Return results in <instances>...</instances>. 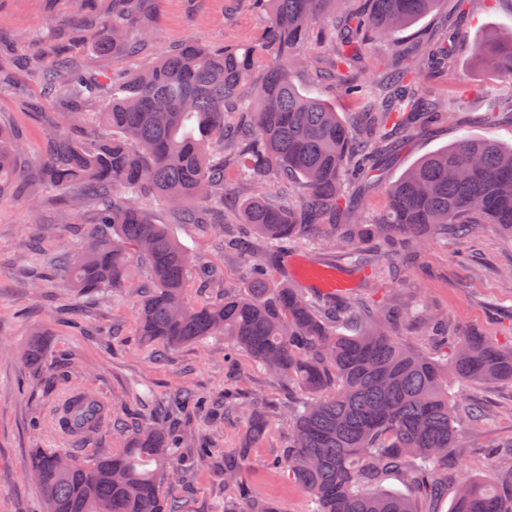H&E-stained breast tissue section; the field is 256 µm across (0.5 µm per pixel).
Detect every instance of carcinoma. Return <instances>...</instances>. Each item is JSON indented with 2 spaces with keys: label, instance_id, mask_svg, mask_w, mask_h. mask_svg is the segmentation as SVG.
Returning <instances> with one entry per match:
<instances>
[{
  "label": "carcinoma",
  "instance_id": "1",
  "mask_svg": "<svg viewBox=\"0 0 512 512\" xmlns=\"http://www.w3.org/2000/svg\"><path fill=\"white\" fill-rule=\"evenodd\" d=\"M150 2L112 0L104 17L90 10L78 37L103 55L136 59L149 39ZM340 2L253 0L270 16L260 44L212 50L189 39L107 83L77 72L60 51L69 35H47L48 53L37 62L46 88L66 106L70 130L50 126L43 152L23 175L19 139L0 131V198L80 189L97 218L79 251L60 245L58 264L73 288L109 299L144 262L151 280L139 305L145 341L172 349L228 336L263 371L310 394L292 409L288 448L277 465L311 495V512H438L450 482L457 490L449 512H512V467L457 481L462 449L448 399L452 381L512 383V345L458 336L443 363L400 341L395 306L313 304L297 288L270 284L258 266L246 293L193 305L186 294L191 256L141 206L153 199L180 224L218 225L224 167L233 160L256 189L240 206L243 233L260 236L270 253L315 234L318 245L346 249L355 259L376 232L418 247L469 236L483 224L512 236V147L464 137L417 160L396 181L380 182L390 143L425 117L444 115L440 102L419 95L415 81L448 70L459 42L447 33L432 47L418 44L410 66L395 53L380 88L361 84L356 66L367 40L394 38L445 0H368L362 14L337 10ZM316 25L331 56L322 81L365 104L354 124L291 81L290 62ZM263 55L272 63L254 82ZM473 61L512 86V28L481 37ZM103 92L110 102L98 117L108 134L99 135L86 127L84 104ZM230 112L246 114L233 131L231 157ZM355 182L381 189L385 209L369 220L351 211L338 224ZM414 317L438 343H448L447 321L427 319L419 309ZM47 356L43 336L34 335L22 359L37 368ZM59 409L57 424L66 433L69 423L93 418V397ZM175 442L170 428L153 424L106 456L86 448L60 462L56 452L37 448L28 473L41 489L43 512H185L161 489L177 468ZM244 467L243 454L224 458V481L236 489L224 512H278L254 498ZM391 471L416 486L419 501L362 492Z\"/></svg>",
  "mask_w": 512,
  "mask_h": 512
}]
</instances>
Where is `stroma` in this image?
Instances as JSON below:
<instances>
[{
    "instance_id": "stroma-1",
    "label": "stroma",
    "mask_w": 512,
    "mask_h": 512,
    "mask_svg": "<svg viewBox=\"0 0 512 512\" xmlns=\"http://www.w3.org/2000/svg\"><path fill=\"white\" fill-rule=\"evenodd\" d=\"M77 0H0V75L23 87V95L0 94V128L27 146L25 164L39 156L48 123L65 118L43 96L41 76L28 60L40 52L48 29L76 27ZM266 14L251 0H156L151 35L142 62L149 63L188 39L220 49L253 44L267 25ZM455 24L463 44L450 70L423 84V96L448 107L447 120L431 125L398 147L384 170L397 179L420 157L470 136L512 144V121L487 122L489 100L511 91L472 63L469 43L488 29L512 27V0H449L447 13H433L402 32L399 42L410 48L430 39L442 22ZM78 69L104 77L127 70L128 59L102 56L87 45H67ZM327 47L312 36L304 58L293 69L295 84L328 100L346 121L363 111L361 102L321 85L317 76L328 61ZM157 223L169 225L175 237L200 261L222 273L220 284L190 278L191 302L219 300L228 289L249 282L250 262L263 263L270 281H285L305 296L318 290L297 271L298 262L336 266L351 281L348 301L380 306L398 302L402 309L426 307L443 314L448 333H473L501 344L512 343V238L485 225L473 238H452L416 253L370 241L363 262L340 250L306 241L288 245L279 261H269L263 247L251 260L224 250L218 230L180 224L165 209H155ZM94 211L75 191L19 201L0 199V512H38L41 493L25 464L34 449L63 455L76 443L55 422V410L74 390H88L108 405L112 419L128 429L155 419L158 404L169 407L165 421L182 437L178 455L187 468L184 480L163 486L166 495L185 501L189 512H224L234 497L224 482V459L246 449L243 474L255 497L280 512H309L307 493L290 481L276 460L288 443V414L301 390L257 367L244 351L223 338H209L174 349L146 343L139 334L137 287L146 280L135 268L132 287L111 302H98L70 288L52 263L58 241L78 247L81 229ZM41 330L49 355L41 370L21 358L34 330ZM206 401L205 410L175 405L183 393ZM455 405L465 399L488 410L482 423L465 425L459 435L463 456L460 476L479 478L490 470L488 453L512 441V384L473 386L454 393ZM262 409L268 430L258 439L247 433L246 414ZM212 450L209 463L198 464L199 444Z\"/></svg>"
}]
</instances>
